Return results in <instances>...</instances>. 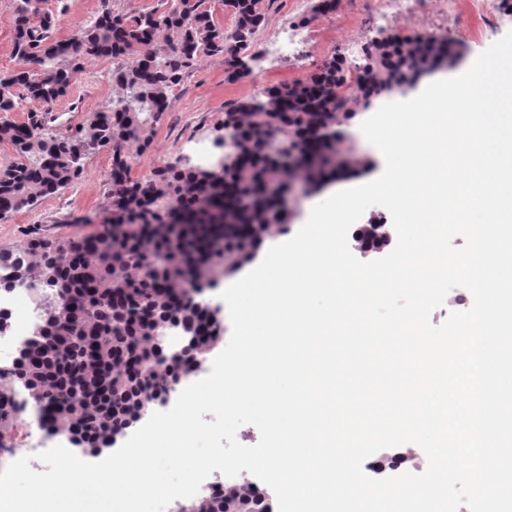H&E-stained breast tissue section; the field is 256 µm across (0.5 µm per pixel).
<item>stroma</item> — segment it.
Returning a JSON list of instances; mask_svg holds the SVG:
<instances>
[{
	"label": "stroma",
	"mask_w": 512,
	"mask_h": 512,
	"mask_svg": "<svg viewBox=\"0 0 512 512\" xmlns=\"http://www.w3.org/2000/svg\"><path fill=\"white\" fill-rule=\"evenodd\" d=\"M312 0H271L266 22L259 37H272L296 22H303L308 40L303 60L271 54L258 48L243 51L245 76L227 77L225 60L220 56L201 59L178 85L170 98L168 111L152 131V144L132 159V175L148 176L155 168L190 155V144L214 141L224 123V114L237 103L252 98L257 81L273 86L301 78L319 67L323 59L341 49L343 43L360 35L376 38L393 30L438 31L445 33L462 52L454 74L467 70L472 60L512 30V15L500 16L489 24L472 14L470 0H402L389 18L378 11L355 10L342 5L333 14L313 13ZM57 17L54 35L69 38L88 26L103 9L126 15L163 10L162 0H49ZM120 59L91 58L78 72L66 97L53 105L23 101L16 121H26L38 113L52 131L66 134L82 126L89 113L103 111L120 89L112 72ZM112 152L102 148L87 159L80 179L61 193L47 197L0 220V247H22L37 236L62 237L102 229L107 216V178Z\"/></svg>",
	"instance_id": "35a3bbf8"
}]
</instances>
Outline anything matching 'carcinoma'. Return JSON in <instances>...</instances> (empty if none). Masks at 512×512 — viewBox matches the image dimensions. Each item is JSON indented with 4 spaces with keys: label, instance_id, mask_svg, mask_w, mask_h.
Returning a JSON list of instances; mask_svg holds the SVG:
<instances>
[{
    "label": "carcinoma",
    "instance_id": "obj_1",
    "mask_svg": "<svg viewBox=\"0 0 512 512\" xmlns=\"http://www.w3.org/2000/svg\"><path fill=\"white\" fill-rule=\"evenodd\" d=\"M165 10L124 16L106 8L79 34L52 37L56 16L31 12L30 0H6L14 16L13 52L23 67L0 75V143L11 161L0 167V220L72 186L97 147L112 151L108 176L111 229L70 237L34 238L25 248L0 247V286L38 289L37 331L0 370V430L25 409L16 387L47 432L72 435L87 446L109 445L112 434L173 380L195 372L192 358L162 352L158 336L172 324L194 338L193 358L206 359L223 341L207 291L250 262L263 241L288 229L284 195L299 183L319 190L336 172L358 163L343 148L341 128L358 107L343 105L347 67L328 56L303 79L269 88L224 113L227 146L220 166L182 161L131 176L133 153L151 145L153 126L170 93L203 57L229 58L231 76L245 74L236 54L265 21L262 0H224L233 18L226 31L206 0H164ZM458 47L432 34L393 32L372 43L358 68L357 103L366 108L400 88L453 66ZM89 57L123 58L112 72L122 95L87 125L58 135L31 116L16 121L19 101L46 105L68 93L72 74ZM372 225L358 246L372 252L389 243ZM272 512L250 485L220 495L204 492L181 512Z\"/></svg>",
    "mask_w": 512,
    "mask_h": 512
}]
</instances>
